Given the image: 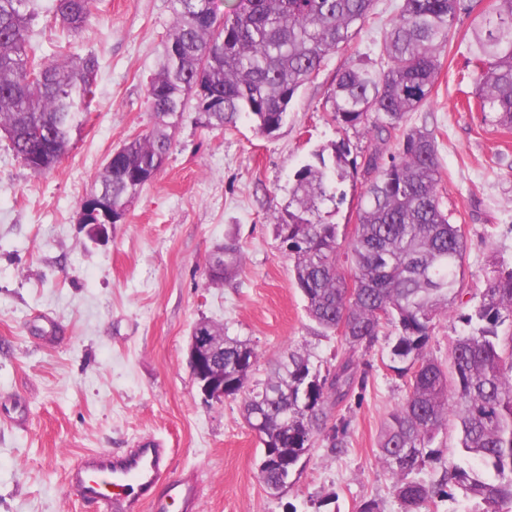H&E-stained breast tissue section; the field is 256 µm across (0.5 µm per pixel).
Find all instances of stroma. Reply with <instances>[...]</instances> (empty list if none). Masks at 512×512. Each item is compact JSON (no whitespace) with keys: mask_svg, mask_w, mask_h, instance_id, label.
Listing matches in <instances>:
<instances>
[{"mask_svg":"<svg viewBox=\"0 0 512 512\" xmlns=\"http://www.w3.org/2000/svg\"><path fill=\"white\" fill-rule=\"evenodd\" d=\"M400 3L375 0L357 38L328 56L273 134L244 117L213 129L188 106L161 171L96 241L77 222L79 205L112 152L154 125L147 85L171 3L92 0L87 25L72 36L40 13L31 38L40 54L91 51L100 69L89 120L55 170L32 174L0 138V512H93L67 484L70 464L146 436L173 448L174 472L199 473L200 512H357L369 499L401 512L378 458L381 425L406 389L386 366L385 340L365 355L364 384L332 412L348 424L345 453L318 442L277 496L260 483L261 445L242 398L203 403L187 365L202 320L251 341L257 378L289 350L333 364L340 338L321 336L309 319L272 214L315 151L342 140L352 155L369 149L363 130L332 122L331 97L361 54L384 68L379 43ZM467 59L466 49H443L429 101L407 117L436 137L438 192L466 241L464 293L428 346L445 365L475 294L497 263L512 264V132L459 107ZM229 237L243 265L232 280L209 283V256Z\"/></svg>","mask_w":512,"mask_h":512,"instance_id":"stroma-1","label":"stroma"}]
</instances>
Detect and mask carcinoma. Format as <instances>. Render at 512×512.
Listing matches in <instances>:
<instances>
[{"label": "carcinoma", "mask_w": 512, "mask_h": 512, "mask_svg": "<svg viewBox=\"0 0 512 512\" xmlns=\"http://www.w3.org/2000/svg\"><path fill=\"white\" fill-rule=\"evenodd\" d=\"M30 0H0V129L32 173L56 167L83 126L100 68L94 53L45 61L31 46L36 16ZM473 0H402L380 46L386 68L377 72L359 58L338 77L331 113L343 129L362 126L376 141L365 156L367 176L357 204L354 234L339 241L333 221L338 185L358 169L349 145L313 154L296 173L288 205L274 213V232L288 248L293 279L309 317L322 335L340 334L334 369L314 368L291 351L263 379L254 378L258 353L248 339L224 335L201 321L210 336L224 337L215 362L224 383L238 382L244 418L263 452L259 479L281 494L301 459L322 440L341 454L345 422L329 424L332 409L357 383L359 357L389 329L387 367L406 378V395L379 438V459L395 478L403 512H428L452 485L472 502L471 512H512V268L488 279L458 337L450 366L428 355L435 320L463 292L465 241L438 195L437 142L425 127H404L407 114L428 101L441 71V49L455 36ZM373 0H231L218 15L216 0H172L174 21L163 62L150 79L147 101L156 118L148 133L112 152L93 194L124 215L161 170L170 149L168 130L179 124L190 98L208 126L223 129L244 116L266 135L277 131L298 90L315 78L329 53L349 45L365 25ZM55 20L77 32L90 16V0H54ZM468 73L477 108L512 128V0H489L473 19ZM394 143L384 160L382 147ZM223 251L218 282L243 263L234 242ZM351 258L350 274L339 264ZM453 425L462 452L483 470L452 464L438 483L412 477L427 462H441L439 433Z\"/></svg>", "instance_id": "carcinoma-1"}]
</instances>
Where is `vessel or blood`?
Here are the masks:
<instances>
[{"instance_id": "b4317fda", "label": "vessel or blood", "mask_w": 512, "mask_h": 512, "mask_svg": "<svg viewBox=\"0 0 512 512\" xmlns=\"http://www.w3.org/2000/svg\"><path fill=\"white\" fill-rule=\"evenodd\" d=\"M172 462L171 449L143 437L121 452H93L71 468L67 480L78 497L96 512H137L148 504L151 512H195L199 501L197 473H182L171 481L163 476Z\"/></svg>"}]
</instances>
